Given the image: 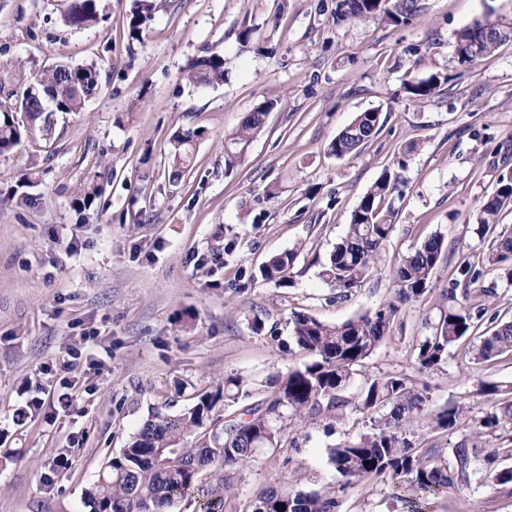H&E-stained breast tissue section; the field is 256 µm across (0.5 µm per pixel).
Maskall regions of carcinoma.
Listing matches in <instances>:
<instances>
[{
	"label": "carcinoma",
	"mask_w": 512,
	"mask_h": 512,
	"mask_svg": "<svg viewBox=\"0 0 512 512\" xmlns=\"http://www.w3.org/2000/svg\"><path fill=\"white\" fill-rule=\"evenodd\" d=\"M99 0H71L63 14L70 26L89 25L99 19ZM418 11L417 0H338L336 19L345 21L378 17L390 25L409 24ZM151 20V8L143 5L128 23L131 39ZM483 22L476 21L456 35L459 65L476 64L493 53L501 42L482 40ZM101 67L95 62L75 64L58 61L31 75H22L10 60H0V155L14 151L34 131L51 137L52 116L83 111L101 90ZM184 78L201 87L224 83V56L212 53L195 59ZM436 74L405 85L409 97L418 102L431 99L440 87ZM270 110L257 106L245 116L233 134L236 145L247 146L264 128ZM382 113H358L328 145L329 153L342 158L358 153L381 130ZM206 130L195 127L178 131L169 148L170 178L181 179L191 166L197 142ZM102 173L88 175L79 183L75 203L90 207L103 193L98 182ZM400 173L384 171L361 197L352 211L347 231L334 245L320 276L346 297L362 287L377 272L381 252L395 226L394 196L401 195ZM512 205V179L501 176L496 195L477 213V224L487 234L496 225L501 209ZM445 253L444 238L432 234L412 252L401 256L393 270L396 300L378 310L328 324L305 312L290 318L292 340L308 354L302 366L277 375L270 389L257 392L241 375L224 377L213 391L175 415L157 412L134 433L121 452L112 457L96 481L85 491L91 512H173L174 506L192 499L200 512H224L226 496L235 470L252 462L256 450L296 447L283 441L288 427L304 428L322 419L342 416L349 405L369 416L371 432L357 442H345L330 453V462L347 487L365 478L402 479L399 498L408 512H425L421 499L466 483L475 473L473 464L484 449L478 439L489 429L512 420V400L497 405L473 426L472 445L462 443L445 458L433 449L424 450L407 437L425 397L417 385L401 376L376 378L362 391L357 403L341 397L355 367L362 365L389 336L399 305L415 301L430 288L435 267ZM301 254L295 248L272 256L259 270L261 280L281 285ZM498 267L512 280V230L496 233L494 244L476 264L462 259L441 293L438 320L429 325L416 348L421 371L444 363L448 348L488 314L496 293L478 287L483 270ZM474 363L512 356V321L488 328L470 350ZM222 409H217L218 403ZM233 411L228 412L226 408ZM466 414L459 403L430 415L426 426L450 431ZM337 512L336 493H290L269 488L258 494L251 512Z\"/></svg>",
	"instance_id": "carcinoma-1"
}]
</instances>
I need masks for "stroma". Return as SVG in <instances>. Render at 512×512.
<instances>
[{"label": "stroma", "mask_w": 512, "mask_h": 512, "mask_svg": "<svg viewBox=\"0 0 512 512\" xmlns=\"http://www.w3.org/2000/svg\"><path fill=\"white\" fill-rule=\"evenodd\" d=\"M337 0H152L138 39L128 23L139 0H100L92 26H65L66 0H0V56L34 73L60 59L96 61L102 89L79 114L56 115L51 138L0 155V512H90L84 491L153 412L174 415L192 397L239 374L256 388L307 357L288 319L301 311L339 324L393 300L394 266L438 233L447 254L430 290L403 304L388 338L356 372L333 426L295 434L296 447L263 452L238 472L224 512L262 489L333 488L339 512H406L393 480L344 486L330 462L337 445L370 431L354 401L372 379L400 375L423 386L426 412L465 403L454 430L416 433L442 455L467 442L492 405L485 383L512 386V357L470 361L465 343L419 372L416 345L439 316L441 291L462 256L480 260L493 235L474 215L512 174V40L471 66L455 59L456 33L482 18L512 22V0H418L420 16L393 26L376 17L337 21ZM252 28L249 43L238 41ZM218 53L227 82L196 87L193 59ZM442 76L438 94L411 101L409 80ZM270 103L263 132L226 170L230 135ZM384 125L342 158L327 146L356 113ZM132 113L133 121L120 123ZM204 127L192 169L169 178L167 153L181 128ZM417 144L407 153L409 144ZM108 162L105 191L78 208L79 181ZM404 198L377 273L349 296L318 276L350 214L387 170ZM231 244L228 254L215 253ZM302 246L287 283L257 280L273 255ZM89 347L101 371L53 360ZM76 384L75 411L52 414L51 390ZM71 460L50 473L55 456ZM428 500L427 512H512V484L487 478Z\"/></svg>", "instance_id": "35a3bbf8"}]
</instances>
